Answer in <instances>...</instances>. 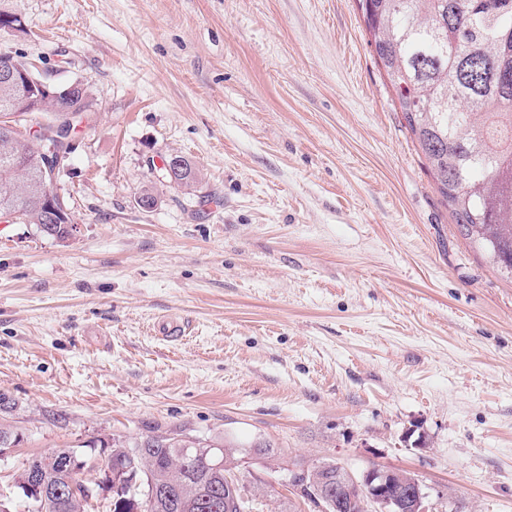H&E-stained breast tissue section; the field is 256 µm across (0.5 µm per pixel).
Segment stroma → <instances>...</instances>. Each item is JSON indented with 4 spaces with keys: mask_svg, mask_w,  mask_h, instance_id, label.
Returning <instances> with one entry per match:
<instances>
[{
    "mask_svg": "<svg viewBox=\"0 0 512 512\" xmlns=\"http://www.w3.org/2000/svg\"><path fill=\"white\" fill-rule=\"evenodd\" d=\"M0 8L24 24L0 51L95 104L56 182L73 238L0 222L14 512L27 458L153 429L224 440L264 512H318L288 472L321 461L409 471L440 512H512V279L459 234L356 0Z\"/></svg>",
    "mask_w": 512,
    "mask_h": 512,
    "instance_id": "obj_1",
    "label": "stroma"
}]
</instances>
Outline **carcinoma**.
I'll return each mask as SVG.
<instances>
[{
    "instance_id": "carcinoma-1",
    "label": "carcinoma",
    "mask_w": 512,
    "mask_h": 512,
    "mask_svg": "<svg viewBox=\"0 0 512 512\" xmlns=\"http://www.w3.org/2000/svg\"><path fill=\"white\" fill-rule=\"evenodd\" d=\"M378 65L395 91L406 128L419 145L436 189L460 234L512 279V0H356ZM22 30L17 12L0 9V31ZM88 86L56 104L43 103L25 77L0 86V117L18 109L41 114L35 140L0 131V216L14 212L43 237L66 242L68 224H48L28 194L38 168L26 163L39 148L68 160L73 132L91 113ZM199 168L186 164L168 182L191 190ZM201 441L179 434L99 440L116 462L137 449L141 512H240L246 485L224 449L220 468L196 456ZM44 477L67 490L38 512H85L87 498L105 494L108 512L126 507L125 487L59 468L55 452L39 456Z\"/></svg>"
}]
</instances>
